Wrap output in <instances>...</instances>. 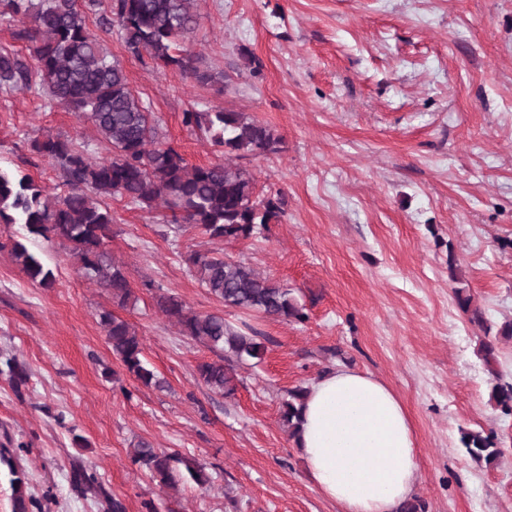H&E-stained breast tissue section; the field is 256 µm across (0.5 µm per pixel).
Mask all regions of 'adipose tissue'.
<instances>
[{
    "label": "adipose tissue",
    "mask_w": 512,
    "mask_h": 512,
    "mask_svg": "<svg viewBox=\"0 0 512 512\" xmlns=\"http://www.w3.org/2000/svg\"><path fill=\"white\" fill-rule=\"evenodd\" d=\"M295 446L341 512H400L418 472L410 416L383 380L346 367L307 387Z\"/></svg>",
    "instance_id": "obj_1"
}]
</instances>
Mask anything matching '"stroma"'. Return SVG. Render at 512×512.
I'll use <instances>...</instances> for the list:
<instances>
[{"label": "stroma", "mask_w": 512, "mask_h": 512, "mask_svg": "<svg viewBox=\"0 0 512 512\" xmlns=\"http://www.w3.org/2000/svg\"><path fill=\"white\" fill-rule=\"evenodd\" d=\"M195 10L188 45L216 76L206 85L89 26L189 163L224 156L183 125L186 109L244 112L274 129L279 151L241 165L258 195L281 194L284 212L262 234L222 242L172 231L163 208L109 200L108 248L136 296L123 308L58 240L28 241L56 277L34 285L11 255L24 229L0 224V356L30 375L18 395L0 374V447L14 450L42 512H100L71 489L75 460L126 512L148 501L158 512H339L308 481L280 414L290 389L346 366L406 405L426 512H512V415L488 400L482 332L456 300L464 290L493 326L512 320V0H195ZM48 135L110 155L79 113L31 91L0 94V164L52 195L63 173L31 148ZM210 250L294 289L305 320L224 307L188 269L191 253ZM146 279L261 333L264 357L239 369L234 396L200 381L214 353L179 335ZM105 310L135 327L163 388L123 374ZM468 428L502 439L499 462L463 453ZM142 440L206 462L211 486L155 485L131 461Z\"/></svg>", "instance_id": "35a3bbf8"}]
</instances>
